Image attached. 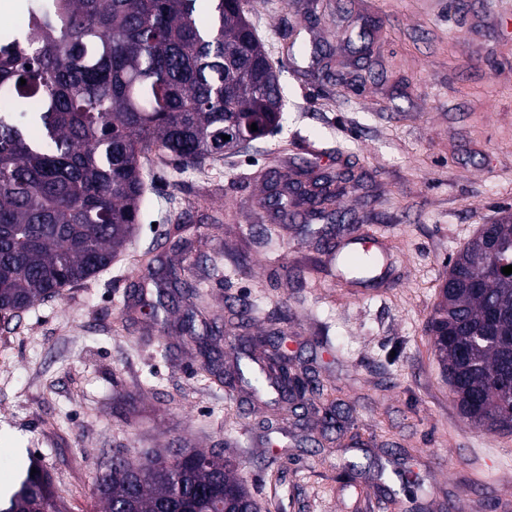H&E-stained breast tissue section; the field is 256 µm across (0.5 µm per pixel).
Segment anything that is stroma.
I'll return each instance as SVG.
<instances>
[{
    "mask_svg": "<svg viewBox=\"0 0 512 512\" xmlns=\"http://www.w3.org/2000/svg\"><path fill=\"white\" fill-rule=\"evenodd\" d=\"M279 74L281 128L204 171L152 159L142 224L96 277L0 327V485L31 457L47 467L60 512H90L93 477L114 450H220L265 512H512V435L463 418L427 322L449 259L480 225L512 214V0H248ZM322 47L301 56L298 46ZM325 79L316 80L314 70ZM312 184L348 173L335 208L349 232L384 239L383 279L336 274L302 221L281 245L259 238L272 171ZM223 211L224 226L210 217ZM203 242L195 276L224 325V369L239 351L228 312L255 303L248 332H278L319 393L270 450L246 388H208L180 331L187 303L121 326L133 294L161 303L132 256L175 266L172 227ZM131 395L133 409L117 407ZM341 399L361 434L321 443L323 399ZM358 475L347 477L349 465ZM419 482L414 497L405 479Z\"/></svg>",
    "mask_w": 512,
    "mask_h": 512,
    "instance_id": "obj_1",
    "label": "stroma"
}]
</instances>
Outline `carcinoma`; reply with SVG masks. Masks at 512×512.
Listing matches in <instances>:
<instances>
[{"label": "carcinoma", "mask_w": 512, "mask_h": 512, "mask_svg": "<svg viewBox=\"0 0 512 512\" xmlns=\"http://www.w3.org/2000/svg\"><path fill=\"white\" fill-rule=\"evenodd\" d=\"M27 0L30 33L0 28V317L62 295L106 267L141 221L149 154L201 169L228 150L227 135L247 140L251 125H280L282 91L263 43L250 31L243 0ZM26 84H20V79ZM336 176L310 194L327 211ZM276 213L288 215V175L270 180ZM488 259L472 238L448 262L453 283L428 322L442 375L461 415L489 433L512 434V217L494 224ZM181 264L165 284L193 300L182 325L195 345L197 375L224 384L221 330L206 318L200 256L180 238ZM267 347L236 364L254 396L305 409L306 388L276 336H240ZM151 453L134 464L117 449L94 477V512H224L244 503L260 512L233 461L216 451ZM0 512H58L41 461Z\"/></svg>", "instance_id": "carcinoma-1"}]
</instances>
